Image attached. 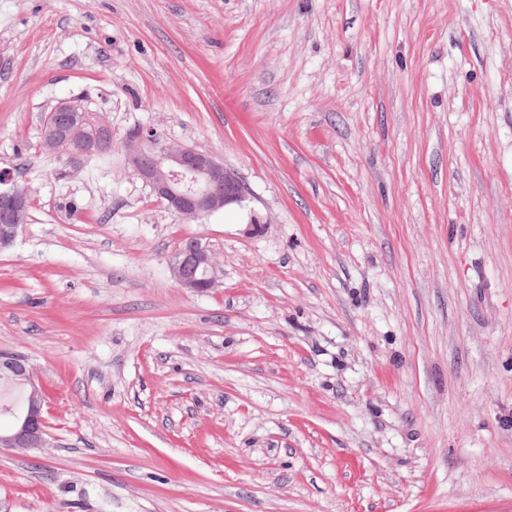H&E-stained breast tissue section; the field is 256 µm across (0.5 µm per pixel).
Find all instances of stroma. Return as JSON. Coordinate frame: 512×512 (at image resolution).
<instances>
[{
	"mask_svg": "<svg viewBox=\"0 0 512 512\" xmlns=\"http://www.w3.org/2000/svg\"><path fill=\"white\" fill-rule=\"evenodd\" d=\"M62 101L110 156L43 150ZM149 130L246 201L182 220ZM0 173L48 441L0 512H512V0H0ZM29 198L24 190L0 192V250L11 246L25 223ZM171 268L175 280L182 288L192 292H207L215 286L211 253L197 240H190L179 250Z\"/></svg>",
	"mask_w": 512,
	"mask_h": 512,
	"instance_id": "35a3bbf8",
	"label": "stroma"
}]
</instances>
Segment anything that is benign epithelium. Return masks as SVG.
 Listing matches in <instances>:
<instances>
[{
  "label": "benign epithelium",
  "instance_id": "benign-epithelium-1",
  "mask_svg": "<svg viewBox=\"0 0 512 512\" xmlns=\"http://www.w3.org/2000/svg\"><path fill=\"white\" fill-rule=\"evenodd\" d=\"M84 113L67 102L58 103L44 121L43 145L50 151L77 158L112 147V137L88 138L83 130ZM128 164L152 193L185 220L200 219L224 207L240 203L246 189L240 178L213 155L193 146L158 140L153 132H137L124 142ZM29 198L23 190L0 192V250L11 246L25 223ZM175 280L192 292H207L216 278L207 247L191 240L171 264ZM0 371L23 389L27 409L16 417L7 434L0 433V449L43 448L47 444L42 388L33 370L16 356L0 354Z\"/></svg>",
  "mask_w": 512,
  "mask_h": 512
}]
</instances>
